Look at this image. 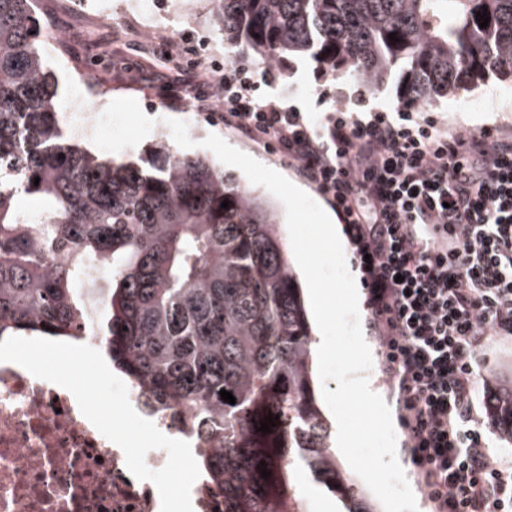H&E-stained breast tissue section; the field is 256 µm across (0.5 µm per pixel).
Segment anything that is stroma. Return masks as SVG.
<instances>
[{"mask_svg": "<svg viewBox=\"0 0 512 512\" xmlns=\"http://www.w3.org/2000/svg\"><path fill=\"white\" fill-rule=\"evenodd\" d=\"M60 0H34L33 10L43 33L61 37L57 53H44L45 66L56 82L60 111H67L71 98L85 93L103 100L112 113L115 128L108 145L96 140L81 141L83 149L103 158L131 160L148 168L159 163L175 143L167 119L184 120L195 142L190 153L211 158L202 140L217 134L235 148L277 170L297 186L305 181L266 146L253 143L225 127L223 121L199 111L196 100L213 94L214 86L201 75L203 68L219 65L242 66L251 70L258 83L259 100L274 99L284 106L309 113L314 125H321L329 113L341 110H386L402 108L401 73L392 70L385 83L371 90L357 78L343 72L326 73L308 56H292L267 68L250 54L236 52L215 26L204 0H159L156 13L144 25L166 29V44L181 53L180 63L158 54L155 44L130 29L125 12L136 9L135 0H86L82 11L60 8ZM96 54L112 63V70L96 84L85 81L84 59ZM449 132H477L493 127L512 137V85L489 79L484 85L464 88L428 105ZM360 323L373 357L369 381L390 408H397V395L384 370L380 341L371 326L367 301L359 303ZM499 378L512 383V339L494 340L484 351L474 390L476 410L487 416L486 382ZM294 485L302 512H341L342 504L304 466H296Z\"/></svg>", "mask_w": 512, "mask_h": 512, "instance_id": "stroma-1", "label": "stroma"}]
</instances>
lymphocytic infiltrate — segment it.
I'll return each instance as SVG.
<instances>
[{
  "mask_svg": "<svg viewBox=\"0 0 512 512\" xmlns=\"http://www.w3.org/2000/svg\"><path fill=\"white\" fill-rule=\"evenodd\" d=\"M224 77V122L279 151L340 215L418 486L433 512H512V460L473 403L486 342L512 338V138L437 117L306 113Z\"/></svg>",
  "mask_w": 512,
  "mask_h": 512,
  "instance_id": "obj_1",
  "label": "lymphocytic infiltrate"
}]
</instances>
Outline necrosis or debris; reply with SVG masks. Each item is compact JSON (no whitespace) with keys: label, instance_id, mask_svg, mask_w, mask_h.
Returning <instances> with one entry per match:
<instances>
[{"label":"necrosis or debris","instance_id":"necrosis-or-debris-1","mask_svg":"<svg viewBox=\"0 0 512 512\" xmlns=\"http://www.w3.org/2000/svg\"><path fill=\"white\" fill-rule=\"evenodd\" d=\"M68 117L74 138L112 134L111 113L83 94ZM0 512H161V503L70 391L0 362Z\"/></svg>","mask_w":512,"mask_h":512}]
</instances>
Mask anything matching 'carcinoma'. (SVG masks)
<instances>
[{"mask_svg": "<svg viewBox=\"0 0 512 512\" xmlns=\"http://www.w3.org/2000/svg\"><path fill=\"white\" fill-rule=\"evenodd\" d=\"M206 5L228 42L266 63L307 53L370 89L398 68L410 103L512 78V0ZM40 36L30 0H0V338L99 337L151 406L212 444L198 464L220 490L215 512H299L296 463L361 499L316 405L314 338L274 209L200 157L169 153L143 169L64 140ZM22 192L45 207L24 214ZM100 258L105 287L90 278ZM270 414L275 427L256 431ZM490 414L512 441V394Z\"/></svg>", "mask_w": 512, "mask_h": 512, "instance_id": "1", "label": "carcinoma"}]
</instances>
